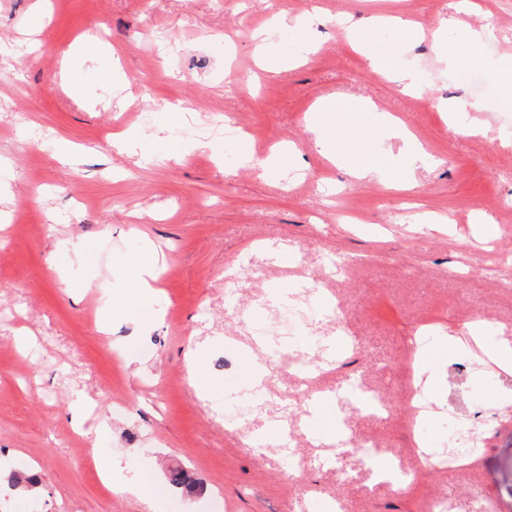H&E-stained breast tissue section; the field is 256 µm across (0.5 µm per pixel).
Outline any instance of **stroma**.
I'll use <instances>...</instances> for the list:
<instances>
[{"label": "stroma", "instance_id": "obj_1", "mask_svg": "<svg viewBox=\"0 0 512 512\" xmlns=\"http://www.w3.org/2000/svg\"><path fill=\"white\" fill-rule=\"evenodd\" d=\"M0 0V472L37 471L36 491L0 487V512H145L136 499L99 488L89 466L124 482H152L155 512H425L434 497L512 512V410L489 387L512 375L470 369L471 352L435 343L433 409L420 430L428 447L448 445L453 417L488 416L473 467L420 469L412 451L415 328L464 329L482 318L490 339L512 342V112L497 74L512 68V0ZM303 9L320 19L278 28L265 55L279 71H257L253 30ZM354 20L406 13L411 31L382 30V72L353 52L336 15ZM492 27L479 68L488 86L460 79L443 51L462 50L464 28ZM99 52L68 62L87 37ZM315 54L286 68L304 43ZM113 67V82L99 74ZM414 70L422 90L403 94ZM478 103L480 131L448 128L438 100ZM335 108L334 149L347 165L378 175L356 180L320 155L308 118ZM415 142L387 137V116ZM138 135L161 160L149 166L116 153L113 133ZM258 157L291 143L298 154L275 174L241 166L237 132ZM69 147L73 163L57 149ZM392 176L409 191L385 188ZM447 217L416 232L410 216ZM497 226L479 237L475 213ZM161 267L152 299L158 319L149 357L127 364L131 307L106 308L103 292L135 285L117 277L126 257ZM332 298L359 348L353 364L319 346L332 323L302 326L286 351L321 366L312 390L335 396L305 423L301 377L280 366L266 385L294 407L288 440L307 462L295 472L274 444L247 435L277 421L257 413L230 428L195 391L186 363L204 349V370L225 389L250 391L244 350L261 353L257 330L279 332L270 295ZM380 396L386 411L355 412L340 395L350 379ZM87 403L72 420L77 394ZM349 435L410 476L382 485L355 455L328 461L331 432ZM187 471L195 487L169 482Z\"/></svg>", "mask_w": 512, "mask_h": 512}]
</instances>
